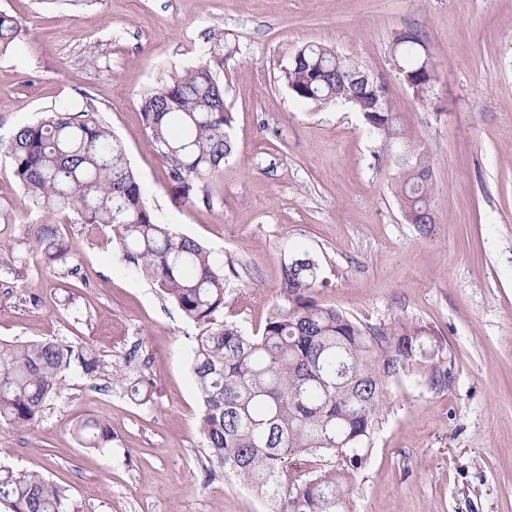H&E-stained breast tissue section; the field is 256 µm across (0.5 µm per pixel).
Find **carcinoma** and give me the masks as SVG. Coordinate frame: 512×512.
Instances as JSON below:
<instances>
[{
	"instance_id": "carcinoma-1",
	"label": "carcinoma",
	"mask_w": 512,
	"mask_h": 512,
	"mask_svg": "<svg viewBox=\"0 0 512 512\" xmlns=\"http://www.w3.org/2000/svg\"><path fill=\"white\" fill-rule=\"evenodd\" d=\"M21 31L0 13V54ZM395 41L410 77L434 74L419 52L422 39L405 29ZM364 68L319 46L298 50L284 79L293 97L322 107L365 97L371 86L354 79ZM143 117L154 150L167 162L168 191L177 201H209L207 187L233 152V113L211 61L171 72L147 90ZM364 123L384 142L408 139L395 112H364ZM30 198L24 240L48 264H68L73 249L63 224H89L110 232L113 257L143 276L184 318L201 328L192 350L193 377L202 399L203 448L272 512H354L353 491L370 454L372 437L390 404L391 383L410 378L430 389L448 381L440 365L443 345L428 325L398 319L363 324L317 298L331 286L322 261L304 246L288 245L277 300L261 331L252 335L220 318L234 261H217L195 239L161 223L142 187L94 107L55 110L18 128L0 146ZM404 214L433 223L430 161L424 155L392 160ZM137 350L116 375L145 404L154 381L148 364L131 367ZM97 378L108 368L91 348L65 339L0 342V425L40 424L60 382L72 369ZM83 444L103 448L112 427L90 419L77 429ZM329 457L332 468L302 478L292 466ZM0 502L12 512H75L69 496L38 474L0 468Z\"/></svg>"
}]
</instances>
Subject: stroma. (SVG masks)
Instances as JSON below:
<instances>
[{
    "mask_svg": "<svg viewBox=\"0 0 512 512\" xmlns=\"http://www.w3.org/2000/svg\"><path fill=\"white\" fill-rule=\"evenodd\" d=\"M21 33L0 54V140L55 109L94 107L124 144L148 207L238 278L223 318L259 331L284 247L304 244L332 285L322 302L380 324L431 325L446 387L402 380L353 492L356 512H512V0H0ZM417 29L435 75L420 106L394 69V38ZM320 43L382 79L432 167L434 222L408 223L381 137L360 113L294 99L282 76ZM234 115L235 154L209 203H179L142 117L144 93L202 54ZM80 269L25 245L0 250V340L65 338L109 375L68 372L33 429L0 426V465L44 476L76 512H269L202 449L192 375L197 327L112 258L102 230L66 224ZM152 400L115 385L131 348ZM108 421L112 445L74 429Z\"/></svg>",
    "mask_w": 512,
    "mask_h": 512,
    "instance_id": "stroma-1",
    "label": "stroma"
}]
</instances>
